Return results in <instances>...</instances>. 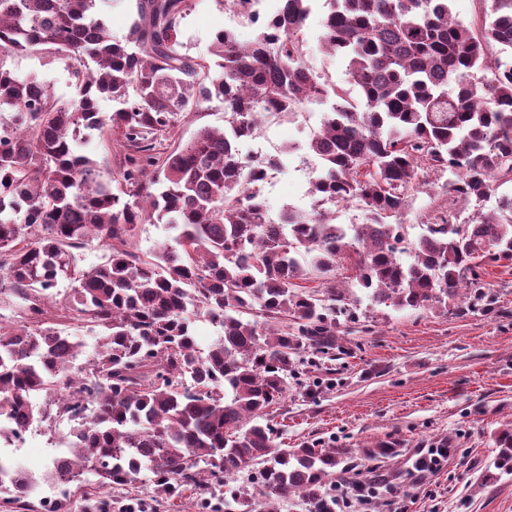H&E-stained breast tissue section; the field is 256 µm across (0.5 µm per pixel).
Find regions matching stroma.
Wrapping results in <instances>:
<instances>
[{
    "mask_svg": "<svg viewBox=\"0 0 512 512\" xmlns=\"http://www.w3.org/2000/svg\"><path fill=\"white\" fill-rule=\"evenodd\" d=\"M325 0H318L305 34L310 53L306 63L329 83L350 88L344 61L319 50L320 20ZM249 30L247 21H232L217 0H193L181 26L180 39L190 54H207L215 32ZM19 76L40 73L58 95L70 98L67 61L50 53L18 56L10 61ZM312 127L304 117L270 118L257 147L276 153L283 145L304 139ZM312 159L294 157L287 170L266 184L272 208L292 202L306 207ZM449 172H419V186L400 216L410 237L420 235L433 218L445 214L467 224L492 213L497 196L512 194V182H494L483 202L466 201L448 191ZM481 281L494 298L490 311L470 312L421 308L399 311L371 305L358 297V321L342 335L346 354L334 371H318L323 386L309 395L306 386L289 382L280 404L271 408L273 423L289 448L304 443H333L358 448L375 440L396 443L391 462L397 491L389 512H512V474L495 470L496 433L512 424V268L484 266ZM70 424H56L51 434L29 435L23 448H0V456L38 472L54 453L49 436L69 433ZM444 448L448 459L435 471L421 473L416 461L429 449Z\"/></svg>",
    "mask_w": 512,
    "mask_h": 512,
    "instance_id": "35a3bbf8",
    "label": "stroma"
}]
</instances>
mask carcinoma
<instances>
[{"label": "carcinoma", "mask_w": 512, "mask_h": 512, "mask_svg": "<svg viewBox=\"0 0 512 512\" xmlns=\"http://www.w3.org/2000/svg\"><path fill=\"white\" fill-rule=\"evenodd\" d=\"M133 2L119 39L93 15L96 0H0V297L23 300L30 320L0 326V438L55 417L57 394L71 401L51 512L76 494L82 512H150L109 495L143 475L159 497L194 491L196 512H278L290 500L339 512L349 489L391 492L382 468L394 442L284 448L267 410L302 351L336 360L338 328L355 320L339 266L377 305L445 312L464 291L469 310L487 306L479 269L512 266V195L413 240L386 222L423 165L450 171L449 190L467 199L512 177V0H491L477 28L452 16L453 0H331L319 47L345 59L356 99L306 65L315 0L247 15L253 48L224 30L206 56L180 41L191 0ZM44 52L78 63L76 98L7 65ZM214 100L224 128L183 141V122ZM302 112L318 114L304 142L242 153L266 116ZM88 131L118 149L116 177L79 151ZM299 151L319 161L311 207L274 214L260 181ZM338 203L358 204L364 222L336 223ZM140 224L166 225L173 243L137 254ZM93 240L106 260L79 271L75 250ZM52 305L96 330L91 352L57 327ZM202 316L220 328L203 352ZM495 443V468L512 472V427ZM44 482L0 464V491L20 512H36Z\"/></svg>", "instance_id": "cac0c4a2"}]
</instances>
